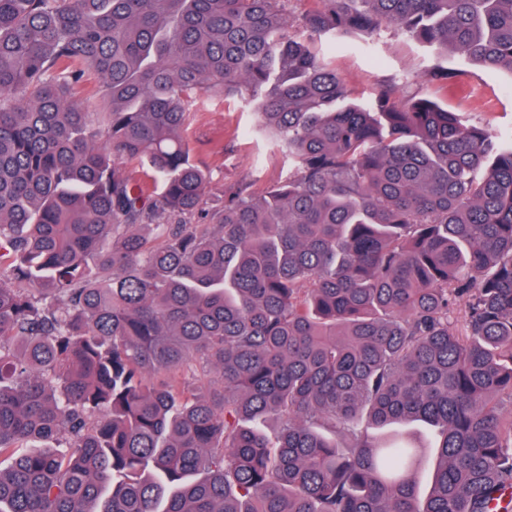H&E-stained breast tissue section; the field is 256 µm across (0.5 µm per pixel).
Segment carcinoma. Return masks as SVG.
<instances>
[{
  "label": "carcinoma",
  "instance_id": "carcinoma-1",
  "mask_svg": "<svg viewBox=\"0 0 512 512\" xmlns=\"http://www.w3.org/2000/svg\"><path fill=\"white\" fill-rule=\"evenodd\" d=\"M283 2L0 0V512H512V144L313 48L396 26L512 74V0H312L306 40ZM198 95L288 178L207 205ZM363 415L437 428L428 494Z\"/></svg>",
  "mask_w": 512,
  "mask_h": 512
}]
</instances>
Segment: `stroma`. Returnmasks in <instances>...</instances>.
<instances>
[{"instance_id": "35a3bbf8", "label": "stroma", "mask_w": 512, "mask_h": 512, "mask_svg": "<svg viewBox=\"0 0 512 512\" xmlns=\"http://www.w3.org/2000/svg\"><path fill=\"white\" fill-rule=\"evenodd\" d=\"M334 41V65L352 97L370 98L393 84L399 98L437 99L465 120L492 122L500 139L512 138V74L474 65L454 50L424 46L394 27L378 40L340 32ZM436 67L456 72L461 90L449 92L432 82L429 73ZM188 135L194 155L210 172L208 202L244 182L263 193L288 171L287 153L259 132L255 112L240 99L199 97Z\"/></svg>"}]
</instances>
